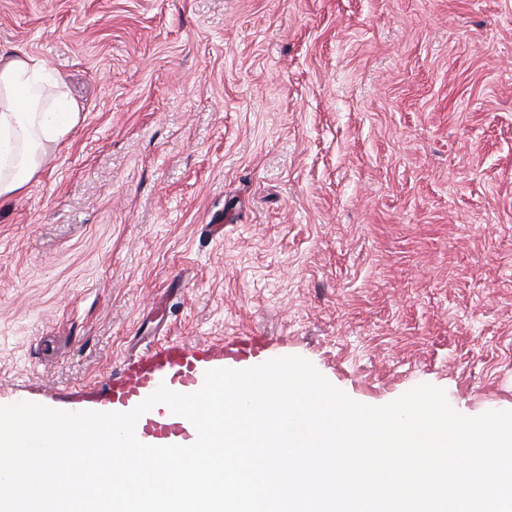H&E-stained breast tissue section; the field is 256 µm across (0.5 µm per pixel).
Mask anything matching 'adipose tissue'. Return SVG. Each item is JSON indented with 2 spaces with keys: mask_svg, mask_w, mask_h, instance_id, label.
I'll list each match as a JSON object with an SVG mask.
<instances>
[{
  "mask_svg": "<svg viewBox=\"0 0 512 512\" xmlns=\"http://www.w3.org/2000/svg\"><path fill=\"white\" fill-rule=\"evenodd\" d=\"M57 84L45 63L24 53L0 55V203L17 193L45 162V145L62 136L72 113L44 105Z\"/></svg>",
  "mask_w": 512,
  "mask_h": 512,
  "instance_id": "ef3b65f1",
  "label": "adipose tissue"
}]
</instances>
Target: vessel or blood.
Here are the masks:
<instances>
[{"mask_svg":"<svg viewBox=\"0 0 512 512\" xmlns=\"http://www.w3.org/2000/svg\"><path fill=\"white\" fill-rule=\"evenodd\" d=\"M197 364V351L178 345L161 346L113 384L112 400L132 406L162 385L176 393H194L198 389ZM138 424V438L146 444L187 446L197 439L196 429L187 418L172 413L165 405L140 417Z\"/></svg>","mask_w":512,"mask_h":512,"instance_id":"obj_1","label":"vessel or blood"}]
</instances>
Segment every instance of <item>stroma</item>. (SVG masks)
<instances>
[{"instance_id":"obj_1","label":"stroma","mask_w":512,"mask_h":512,"mask_svg":"<svg viewBox=\"0 0 512 512\" xmlns=\"http://www.w3.org/2000/svg\"><path fill=\"white\" fill-rule=\"evenodd\" d=\"M78 112L0 204V405L265 341L512 410V0H0Z\"/></svg>"}]
</instances>
